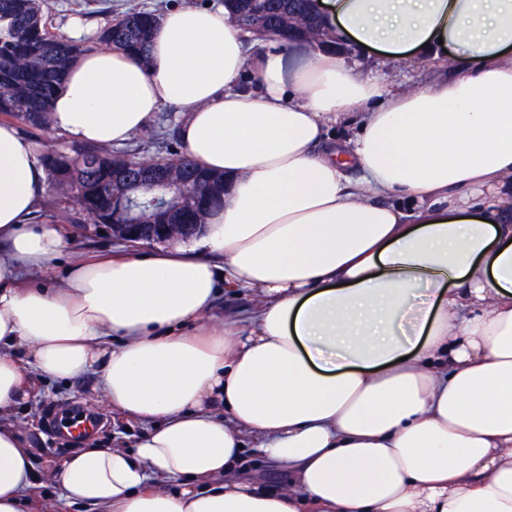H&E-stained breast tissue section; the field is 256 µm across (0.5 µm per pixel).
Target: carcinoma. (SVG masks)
<instances>
[{"label":"carcinoma","mask_w":512,"mask_h":512,"mask_svg":"<svg viewBox=\"0 0 512 512\" xmlns=\"http://www.w3.org/2000/svg\"><path fill=\"white\" fill-rule=\"evenodd\" d=\"M225 8L245 33H262L273 41L297 36L314 48L326 35L306 0H224ZM157 15L151 11L127 12L105 26L102 42L148 60ZM87 46L49 31L40 0H0V115L46 131L51 128L52 102L65 73ZM53 197L48 205H69L74 192L81 193L77 212L96 224L112 223V201L133 194L123 179H112V153L100 148L75 146L68 151L43 153ZM138 170H160L171 181L198 184L195 200L181 209L186 224H205L211 212L224 207V174L200 169L172 148L165 156L133 157ZM153 193L140 194L141 201L118 218L148 223L157 212Z\"/></svg>","instance_id":"1"}]
</instances>
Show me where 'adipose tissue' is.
<instances>
[{
    "instance_id": "adipose-tissue-1",
    "label": "adipose tissue",
    "mask_w": 512,
    "mask_h": 512,
    "mask_svg": "<svg viewBox=\"0 0 512 512\" xmlns=\"http://www.w3.org/2000/svg\"><path fill=\"white\" fill-rule=\"evenodd\" d=\"M319 8L365 49L464 68L394 93L332 52H248L217 5L164 12L149 60L93 47L57 90L75 143L180 113L185 157L231 180L193 246L40 283L68 237L40 217V149L0 121V512H512V0ZM224 291L255 304L217 317ZM84 377L100 429L38 470L15 414ZM114 416L133 449L103 445ZM249 453L287 483L243 477Z\"/></svg>"
}]
</instances>
